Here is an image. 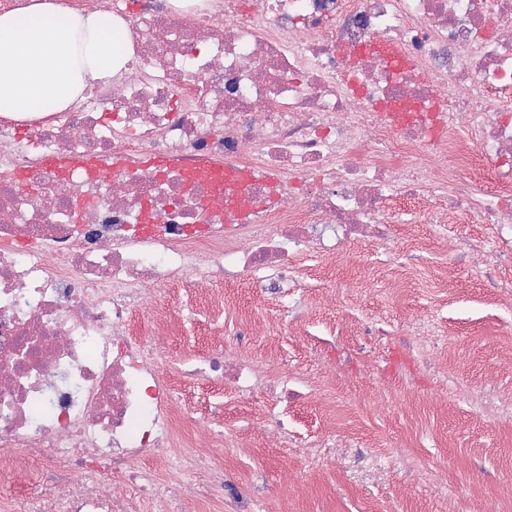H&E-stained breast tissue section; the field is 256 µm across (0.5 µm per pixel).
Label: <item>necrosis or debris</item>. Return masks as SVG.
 <instances>
[{"mask_svg": "<svg viewBox=\"0 0 512 512\" xmlns=\"http://www.w3.org/2000/svg\"><path fill=\"white\" fill-rule=\"evenodd\" d=\"M65 2L127 20L134 60L78 107L0 116V464L67 462L48 512H136L109 480L147 494L151 512H181L172 479L257 512L261 487L226 480L186 437L166 347L125 333L132 305L217 274L276 291L297 281L293 255L337 259L351 238L380 242L364 266L406 267L385 233L401 199L490 225L456 242L455 264L511 261L512 0H208L182 14L170 0L135 14L128 0ZM378 43L404 64H384ZM46 154L64 171L43 168ZM156 154L166 169L149 166ZM212 162L251 169L233 188L246 220L190 181ZM479 167L495 185L487 205ZM137 213L156 222L152 238ZM250 341L239 332L209 373L243 399H301L241 355ZM438 342L412 323L415 357L392 378L414 389ZM162 449L163 480L142 466Z\"/></svg>", "mask_w": 512, "mask_h": 512, "instance_id": "obj_1", "label": "necrosis or debris"}]
</instances>
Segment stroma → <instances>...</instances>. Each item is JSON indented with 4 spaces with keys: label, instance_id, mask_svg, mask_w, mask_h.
Instances as JSON below:
<instances>
[{
    "label": "stroma",
    "instance_id": "obj_1",
    "mask_svg": "<svg viewBox=\"0 0 512 512\" xmlns=\"http://www.w3.org/2000/svg\"><path fill=\"white\" fill-rule=\"evenodd\" d=\"M489 225L417 223L418 272L406 278L387 266L365 270L368 242L347 245L344 257L320 262L310 254L292 259L301 277L299 324L279 320L282 292L254 287L244 277L215 280L197 302L222 298L223 311H204L189 323L173 316L185 284L157 292L151 309L133 310L136 336L149 332L148 313L170 316L171 358L187 362L218 346L235 344V324L245 322L253 341L245 356L260 368L287 358L308 395L289 409L305 438L334 434L348 448H325L320 462L300 449L277 445L269 409L256 400L225 393L222 412L206 413L196 437L223 432L228 442L219 461L229 480L264 483L259 512H512V421L500 418L512 404V301H494L478 267L450 264L453 244L490 236ZM335 281L339 297L314 287ZM347 316L372 322L388 336L389 366L409 358L399 333L411 321L435 322L442 344L422 372L418 394L388 381L373 384L330 373L319 366L308 334H323L329 322ZM484 407L476 409L473 398ZM61 488L54 475L29 463L0 472V512H35Z\"/></svg>",
    "mask_w": 512,
    "mask_h": 512
}]
</instances>
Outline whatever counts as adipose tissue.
<instances>
[{
    "instance_id": "1",
    "label": "adipose tissue",
    "mask_w": 512,
    "mask_h": 512,
    "mask_svg": "<svg viewBox=\"0 0 512 512\" xmlns=\"http://www.w3.org/2000/svg\"><path fill=\"white\" fill-rule=\"evenodd\" d=\"M133 59L128 26L63 0H27L0 13V114L27 120L78 104Z\"/></svg>"
}]
</instances>
